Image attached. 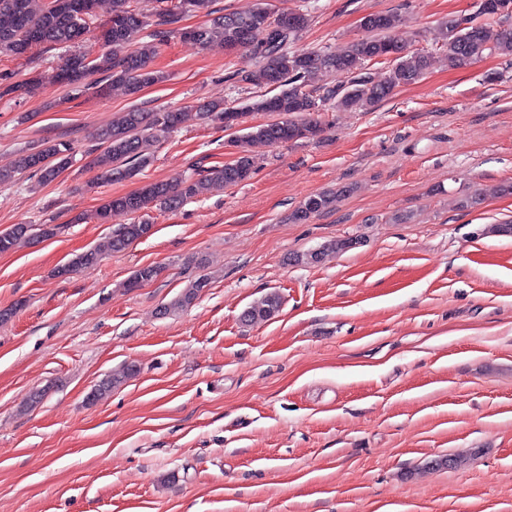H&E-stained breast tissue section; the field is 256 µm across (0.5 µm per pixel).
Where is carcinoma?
Instances as JSON below:
<instances>
[{
	"mask_svg": "<svg viewBox=\"0 0 512 512\" xmlns=\"http://www.w3.org/2000/svg\"><path fill=\"white\" fill-rule=\"evenodd\" d=\"M96 0H44L43 7L35 11L31 0H0V53L22 56L37 47H70L84 40L89 31L93 10L85 9V2ZM135 0H112V17L106 23L110 37L102 41L103 51H90L66 57L59 65L55 78L66 86L90 85L101 94L119 86L129 95L162 80V75L149 69L157 45L164 38L178 34L202 47L222 42L231 48H248L262 61L254 74L241 77L273 86L280 92L262 98L253 105L257 112H275L283 119L243 128L235 138L238 156L231 164L214 166L206 170L203 180L187 178L178 184L148 182L133 194L112 196L101 205L99 215L113 216L141 213L157 207L171 210L192 200L202 185L214 189L237 186L246 181L252 171V158L248 146L255 142L278 145L289 141H307L323 131L321 113L330 109L368 112L395 90L420 80L430 67L433 53L444 56L448 67L464 70L482 59L496 55L512 58V28L491 35L487 22L512 18V0H488V7L476 8L470 14H450L440 22L433 39V51L423 48L409 51L390 36L401 21L397 14L370 13L362 17L363 35L353 40L344 50L292 51L289 45L309 26L310 18L301 9H291L290 22H276L277 13L271 11L265 0L245 14L228 13L212 18L209 23L168 31L151 29L148 16L133 6ZM205 0H177L171 7L159 8L157 13L169 24L180 21L181 15ZM391 64L384 78L374 80L366 67L370 63ZM316 76L334 79V83L313 84ZM206 120L222 121L230 107L224 102H206L198 105ZM181 112L177 109L163 112H145L132 108L112 123L103 133L104 151L91 165L101 176L112 181L132 178L150 164L154 147L160 138L177 128ZM74 148L67 141L46 139L36 151L21 152L8 168H0V182H6L18 173H29L41 184L58 179L72 166ZM336 194L323 192L308 197L295 212L294 220L305 221L328 210ZM151 224L145 220L120 225L108 240L95 248L76 255L59 273L68 274L76 268L98 264L103 256L125 250L131 244L149 237ZM48 238L55 226L43 224H16L0 231V253L11 249L17 240L33 232ZM347 241L336 239L322 249L296 256L297 263H315L328 252L343 251ZM161 267L146 265L138 268L127 287L137 288L141 283L158 278ZM208 286V279L194 280L171 303L172 308L192 304ZM281 306L278 294L272 292L250 304L242 313L246 323H257L274 317ZM139 373L133 363L102 379L89 393L88 401L96 402Z\"/></svg>",
	"mask_w": 512,
	"mask_h": 512,
	"instance_id": "cac0c4a2",
	"label": "carcinoma"
}]
</instances>
